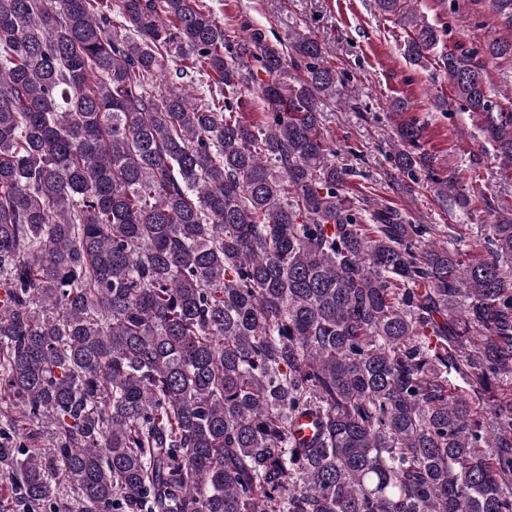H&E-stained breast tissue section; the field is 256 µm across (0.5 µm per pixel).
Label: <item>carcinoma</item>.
<instances>
[{
  "label": "carcinoma",
  "mask_w": 512,
  "mask_h": 512,
  "mask_svg": "<svg viewBox=\"0 0 512 512\" xmlns=\"http://www.w3.org/2000/svg\"><path fill=\"white\" fill-rule=\"evenodd\" d=\"M490 5L504 33L441 65L511 173L488 61H512V0ZM437 43L417 24L404 55ZM325 54L231 41L203 0H0V400L49 437L0 431L24 512H512V211L470 255L349 198ZM194 72L220 100L191 104ZM389 109L403 187L423 170L470 213ZM239 98L242 100V105L236 111L242 112L246 120L255 123L263 119L265 111L261 100L255 98L245 87L241 88Z\"/></svg>",
  "instance_id": "carcinoma-1"
}]
</instances>
